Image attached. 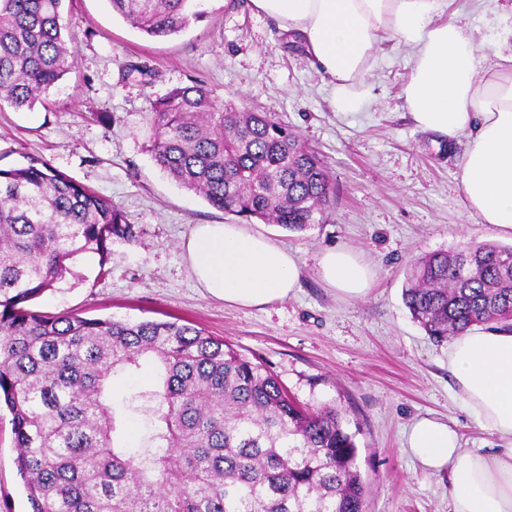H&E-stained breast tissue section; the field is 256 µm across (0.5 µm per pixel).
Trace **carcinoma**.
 <instances>
[{
	"label": "carcinoma",
	"instance_id": "carcinoma-1",
	"mask_svg": "<svg viewBox=\"0 0 512 512\" xmlns=\"http://www.w3.org/2000/svg\"><path fill=\"white\" fill-rule=\"evenodd\" d=\"M64 0H0V108L45 103L72 67ZM153 38L205 17L197 0H108ZM152 152L182 187L239 222L305 231L327 219L324 161L265 112L195 83L154 103ZM135 225L39 157L0 169V401L32 512H362L355 434L331 405L303 407L266 366L175 321L49 313L33 301ZM403 299L431 338L512 326V246L424 255ZM153 359L155 383L110 402L114 377ZM150 414L145 445L123 431Z\"/></svg>",
	"mask_w": 512,
	"mask_h": 512
}]
</instances>
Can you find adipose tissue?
I'll return each instance as SVG.
<instances>
[{"instance_id":"1","label":"adipose tissue","mask_w":512,"mask_h":512,"mask_svg":"<svg viewBox=\"0 0 512 512\" xmlns=\"http://www.w3.org/2000/svg\"><path fill=\"white\" fill-rule=\"evenodd\" d=\"M259 13L299 35L332 83L336 112L371 101L368 78L383 37L411 52L402 95L422 130L448 140L467 136L460 185L469 211L512 235V47L498 40L496 65L448 0H251ZM183 258L205 296L241 308L293 296L300 260L249 225L197 224L181 242ZM320 279L342 298L370 291L375 273L342 247L324 252ZM455 394L477 425L505 441L495 455L461 447L447 423L422 417L406 450L424 469L448 477L452 512H512V329H472L448 345Z\"/></svg>"}]
</instances>
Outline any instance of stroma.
I'll list each match as a JSON object with an SVG mask.
<instances>
[{
    "label": "stroma",
    "mask_w": 512,
    "mask_h": 512,
    "mask_svg": "<svg viewBox=\"0 0 512 512\" xmlns=\"http://www.w3.org/2000/svg\"><path fill=\"white\" fill-rule=\"evenodd\" d=\"M453 7L485 53L512 27V0H454ZM205 8L206 18L184 32L151 38L108 0H64V20L76 34L74 67L33 112L0 109L1 168L43 158L112 200L138 231L134 242L113 241L106 260L89 256L79 278L35 305L202 328L263 361L301 403L346 411L370 483L364 512H449L447 476L424 470L403 450L410 424L430 415L457 431L464 447L492 451L501 442L455 397L448 344L425 334L402 290L427 253L512 243L466 207L460 172L468 139L448 142L415 126L401 95L410 52L395 40L381 45L371 104L345 116L334 111L329 78L301 43L250 0H206ZM196 82L287 124L328 167L335 195L326 223L295 233L253 224L301 260L300 286L284 301L225 306L201 294L183 259L180 244L193 225L229 220L169 178L150 151L153 102ZM338 247L372 266L375 283L365 298L340 299L318 278L319 257ZM10 419L0 413V512H31Z\"/></svg>",
    "instance_id": "stroma-1"
}]
</instances>
